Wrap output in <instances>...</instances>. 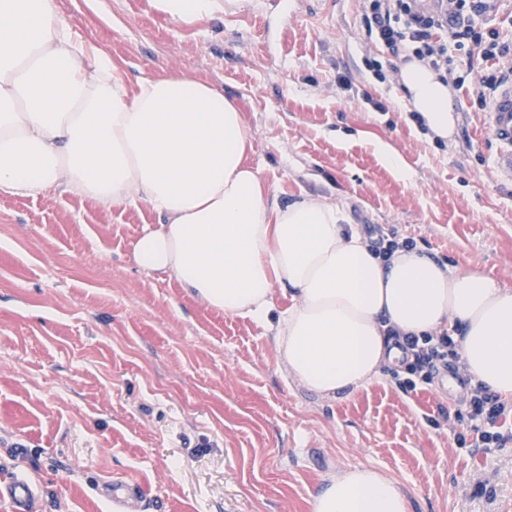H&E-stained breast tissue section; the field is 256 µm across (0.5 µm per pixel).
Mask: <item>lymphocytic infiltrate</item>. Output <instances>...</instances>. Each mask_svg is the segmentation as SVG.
<instances>
[{
    "label": "lymphocytic infiltrate",
    "mask_w": 512,
    "mask_h": 512,
    "mask_svg": "<svg viewBox=\"0 0 512 512\" xmlns=\"http://www.w3.org/2000/svg\"><path fill=\"white\" fill-rule=\"evenodd\" d=\"M362 11L371 15L377 43L401 60L418 58L444 76L451 77L453 54L476 45L481 49L484 67L476 90L479 111H487L488 100L502 74L512 66V39L503 40L497 29L487 27V19L500 10V0H361ZM406 355L405 387L415 388L417 381L432 378L439 366L457 368L461 359L459 344L452 334L418 338L404 337L400 344ZM467 415L475 434L467 440L458 433V447L502 448L512 441L500 421L512 414V406L475 385L467 402Z\"/></svg>",
    "instance_id": "f902f5d3"
}]
</instances>
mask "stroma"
Returning <instances> with one entry per match:
<instances>
[{
  "instance_id": "stroma-1",
  "label": "stroma",
  "mask_w": 512,
  "mask_h": 512,
  "mask_svg": "<svg viewBox=\"0 0 512 512\" xmlns=\"http://www.w3.org/2000/svg\"><path fill=\"white\" fill-rule=\"evenodd\" d=\"M267 3L183 25L153 0H59L128 85L177 72L235 101L271 200L327 198L360 233L512 286V185L493 171L472 87L453 94V138L434 140L357 0H308L284 33ZM159 221L140 201L0 193V477H28L39 512H111L103 480L135 488L127 512H310L354 466L394 478L410 512H512V443L454 445L468 389L406 390L394 366L329 399L299 387L268 324L137 265L134 244Z\"/></svg>"
}]
</instances>
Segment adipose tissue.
<instances>
[{"instance_id": "obj_1", "label": "adipose tissue", "mask_w": 512, "mask_h": 512, "mask_svg": "<svg viewBox=\"0 0 512 512\" xmlns=\"http://www.w3.org/2000/svg\"><path fill=\"white\" fill-rule=\"evenodd\" d=\"M400 78L429 131L448 139V85L415 59ZM249 146L238 107L207 82L167 74L129 89L58 0H0V192L145 202L160 222L135 242L138 265L226 314L268 320L275 287L290 289L274 340L311 392L330 398L377 379L401 355L388 330L433 336L457 326L467 374L512 401L511 286L417 249L382 258L346 209L321 197L272 202ZM310 506L409 512L397 483L369 467L331 478Z\"/></svg>"}]
</instances>
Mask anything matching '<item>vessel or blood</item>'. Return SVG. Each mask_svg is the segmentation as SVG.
<instances>
[{
  "instance_id": "vessel-or-blood-1",
  "label": "vessel or blood",
  "mask_w": 512,
  "mask_h": 512,
  "mask_svg": "<svg viewBox=\"0 0 512 512\" xmlns=\"http://www.w3.org/2000/svg\"><path fill=\"white\" fill-rule=\"evenodd\" d=\"M487 117L495 175L512 184V77L492 94ZM0 499L10 503L12 512H38V490L23 476L0 480Z\"/></svg>"
}]
</instances>
